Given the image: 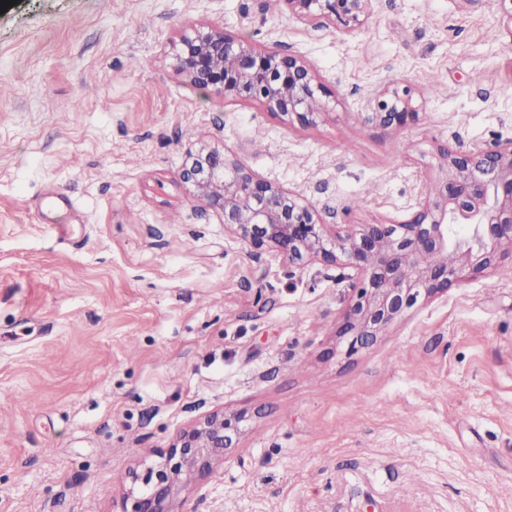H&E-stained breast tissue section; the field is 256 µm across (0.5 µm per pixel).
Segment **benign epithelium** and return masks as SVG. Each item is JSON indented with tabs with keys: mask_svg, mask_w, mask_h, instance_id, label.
Listing matches in <instances>:
<instances>
[{
	"mask_svg": "<svg viewBox=\"0 0 512 512\" xmlns=\"http://www.w3.org/2000/svg\"><path fill=\"white\" fill-rule=\"evenodd\" d=\"M298 19L322 18L346 33L358 30L373 0H270ZM174 69L197 87L224 99L251 100L287 120L313 125L324 111L327 88L299 56L256 49L249 41L193 28L171 46ZM229 59L232 65L224 66ZM368 121L403 127L414 117L412 89L388 83L370 101ZM443 175L437 191L392 224L330 228L315 206L254 176L236 158L201 145L187 154L182 182L203 205L236 227L253 251L273 247L289 261L342 262L360 276V287L337 328L366 347L420 299L503 266L512 255V139L491 147H439ZM241 417L209 415L159 451L161 462L133 473L122 512H171L178 487L211 468L239 433Z\"/></svg>",
	"mask_w": 512,
	"mask_h": 512,
	"instance_id": "obj_1",
	"label": "benign epithelium"
}]
</instances>
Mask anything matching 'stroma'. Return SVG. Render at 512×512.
Segmentation results:
<instances>
[{
	"label": "stroma",
	"instance_id": "obj_1",
	"mask_svg": "<svg viewBox=\"0 0 512 512\" xmlns=\"http://www.w3.org/2000/svg\"><path fill=\"white\" fill-rule=\"evenodd\" d=\"M206 25L302 57L316 125L224 100L168 50ZM481 82H472L473 73ZM408 82L402 128L368 102ZM512 139V35L467 0L359 31L267 0H18L0 14V512H117L185 428L242 417L174 512H512V278L449 288L369 347L356 273L251 249L179 174L207 144L323 224L398 223L439 144Z\"/></svg>",
	"mask_w": 512,
	"mask_h": 512
}]
</instances>
